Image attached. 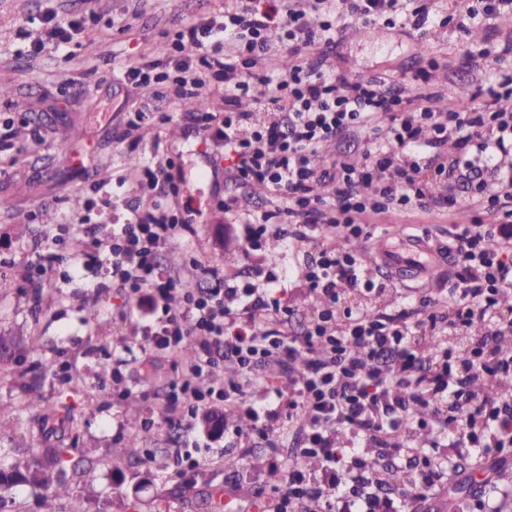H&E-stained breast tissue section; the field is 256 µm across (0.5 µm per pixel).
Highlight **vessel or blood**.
Returning a JSON list of instances; mask_svg holds the SVG:
<instances>
[{
    "label": "vessel or blood",
    "instance_id": "obj_1",
    "mask_svg": "<svg viewBox=\"0 0 512 512\" xmlns=\"http://www.w3.org/2000/svg\"><path fill=\"white\" fill-rule=\"evenodd\" d=\"M370 251L374 262L402 285L430 281L443 270L447 256L442 245L415 233L377 238Z\"/></svg>",
    "mask_w": 512,
    "mask_h": 512
}]
</instances>
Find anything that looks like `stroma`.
<instances>
[{"label":"stroma","instance_id":"stroma-1","mask_svg":"<svg viewBox=\"0 0 512 512\" xmlns=\"http://www.w3.org/2000/svg\"><path fill=\"white\" fill-rule=\"evenodd\" d=\"M465 0H435L437 23L416 31L401 21L374 25V38H360L361 23L348 22L336 39L330 62L354 78L382 77L393 94L416 100L432 95L434 106L465 98L483 100L491 86L512 77V12L492 24L473 20L460 29ZM224 0H0V332L20 331L41 339L39 354L0 361V448L20 442L13 419L36 386L45 406L73 404L82 411L76 442L79 453L98 466L91 480H73L58 512H217L205 506L207 493L220 489L240 503L266 494L263 481L269 451L262 440L240 450L230 440L196 430L188 433L187 413L166 402L175 362L153 351L147 334L157 318L136 308L118 288L106 266L91 258L92 241L106 240L131 217L135 203L161 201L180 211L193 197L200 213L176 244L156 262L177 281L207 287L202 271L222 269L239 281L263 282L268 259L294 266L303 256L285 243L266 240L263 250L244 256L243 227L225 218L217 203L237 200L240 213L273 211L277 202L257 184L230 180L223 145L205 140L192 114L170 109L139 128L128 125L146 98L124 81L118 69L155 59L168 31L183 19L207 18ZM80 20L97 13L67 51L45 47L32 53L48 10ZM175 165L184 181L181 195L159 196L141 185L138 164ZM435 192L456 196L460 212L415 210L382 212L369 220L371 236L411 225L442 244L452 242L454 225L473 207V187L460 177L438 183ZM94 209H87V202ZM90 223H83V216ZM58 256L52 276L41 287L28 283V270L47 249ZM200 273H191L190 260ZM458 270L450 259L443 278L416 288L401 287L378 268L384 283L377 295L352 294L344 304L393 313L405 298L441 300ZM94 316H87L86 307ZM69 367L68 383L54 370ZM137 402L128 406L126 394ZM196 436L209 450L201 472L179 473L177 450ZM137 437L142 456L124 448Z\"/></svg>","mask_w":512,"mask_h":512}]
</instances>
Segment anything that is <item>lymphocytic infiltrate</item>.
Returning <instances> with one entry per match:
<instances>
[{"instance_id": "1", "label": "lymphocytic infiltrate", "mask_w": 512, "mask_h": 512, "mask_svg": "<svg viewBox=\"0 0 512 512\" xmlns=\"http://www.w3.org/2000/svg\"><path fill=\"white\" fill-rule=\"evenodd\" d=\"M407 0H224L223 12L189 21L167 35L164 61L125 66L123 77L137 87L170 89L168 105L192 113L205 139L223 144L229 177L264 185L288 214V241L308 250L298 272L302 288L320 306L306 332L285 334L282 282L287 274L271 264L264 285L230 283L218 268L205 269L210 288H182L164 276L156 254L191 224L194 209L170 213L160 203L133 207V219L119 234L95 243L96 251L129 298L148 299L163 319L151 339L155 349L177 358L188 342L197 356L181 366L169 384L170 407H184L190 418L224 410V428L237 445L261 438L271 448L269 496L256 500L258 512H406L411 500L440 493L439 471L448 469L449 452L469 448L478 456L512 446V403L491 402L473 390L475 381L512 377V311L498 306L512 288V78L489 99L460 111L437 112L406 105L389 94L380 78L358 80L328 65L341 22L392 23L405 15L414 29L432 23L431 4L407 8ZM287 46L295 63L288 72L261 74L259 59ZM224 89L222 114L205 111L200 88L209 82ZM264 91L254 111L239 110V99L254 85ZM357 133L364 139L362 159L313 166L327 142ZM454 142L455 167L471 172L494 168L507 193L488 191L484 211L498 213L493 227L481 219L457 225L461 271L448 287V303L426 314L414 304L394 314L359 312L336 328L338 305L347 292L373 293L379 286L361 259L344 242L367 236V219L385 211L419 207L442 211L446 195H433L421 176V160L434 164L439 180L449 172L442 148ZM336 184L334 202L317 193ZM181 293L183 304L168 300ZM465 360L424 342L473 323ZM223 347L225 361L237 369L221 386L204 382ZM275 363L288 374L275 389V403H257L246 390L262 385L263 366ZM429 410L445 451L426 468L412 489L395 499L357 488L355 474H370L367 443L401 451V432L409 430L416 407ZM293 442L297 457L283 463L278 448ZM315 468H308V461Z\"/></svg>"}]
</instances>
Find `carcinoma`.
I'll return each instance as SVG.
<instances>
[{"label":"carcinoma","mask_w":512,"mask_h":512,"mask_svg":"<svg viewBox=\"0 0 512 512\" xmlns=\"http://www.w3.org/2000/svg\"><path fill=\"white\" fill-rule=\"evenodd\" d=\"M41 348L40 339L17 334H0V359H16L36 354ZM27 415L17 417V424L31 438L43 437L52 421L68 426L73 434L70 446L48 448L40 458H24L16 448H0V453L12 459L6 468H0V493L17 485H29L40 491L41 512H58L57 502L69 494L73 478L83 476L95 468L94 460L85 455H75L72 450L78 439L81 413L72 404L46 408L36 389H29L26 403Z\"/></svg>","instance_id":"1"}]
</instances>
